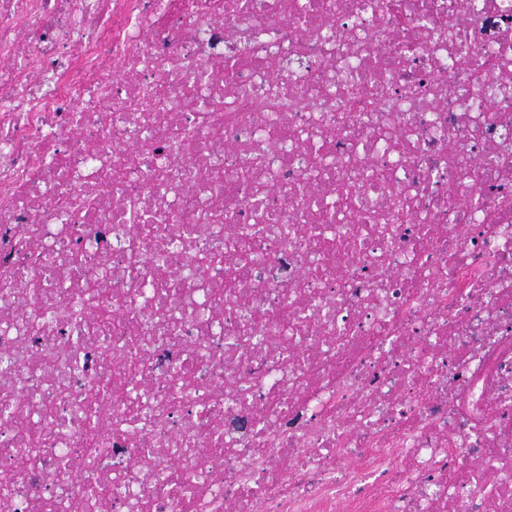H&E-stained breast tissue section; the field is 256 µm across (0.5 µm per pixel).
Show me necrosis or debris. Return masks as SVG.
Instances as JSON below:
<instances>
[{
  "instance_id": "necrosis-or-debris-1",
  "label": "necrosis or debris",
  "mask_w": 512,
  "mask_h": 512,
  "mask_svg": "<svg viewBox=\"0 0 512 512\" xmlns=\"http://www.w3.org/2000/svg\"><path fill=\"white\" fill-rule=\"evenodd\" d=\"M389 2L0 0V512H512V0Z\"/></svg>"
}]
</instances>
